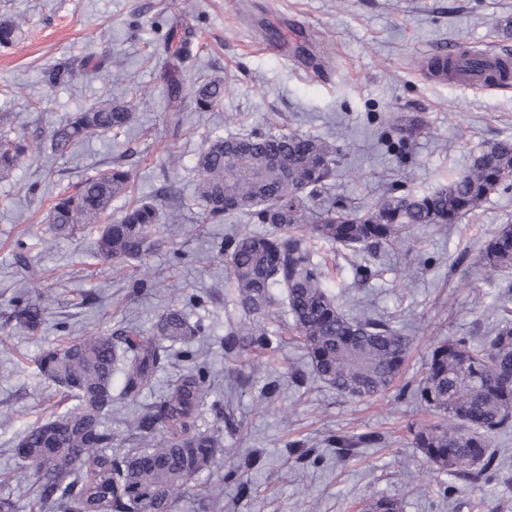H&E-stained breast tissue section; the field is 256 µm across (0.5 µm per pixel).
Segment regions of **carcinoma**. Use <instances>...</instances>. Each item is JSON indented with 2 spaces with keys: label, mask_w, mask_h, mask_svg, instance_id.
Listing matches in <instances>:
<instances>
[{
  "label": "carcinoma",
  "mask_w": 512,
  "mask_h": 512,
  "mask_svg": "<svg viewBox=\"0 0 512 512\" xmlns=\"http://www.w3.org/2000/svg\"><path fill=\"white\" fill-rule=\"evenodd\" d=\"M18 30L14 20L0 22V46L15 43ZM191 97L197 110L213 109L224 99V80L200 82ZM134 110L132 100L103 99L54 130L52 148L62 152L101 133L119 134L132 125ZM31 154L25 138H0V178L9 177ZM338 162L333 143L300 133L215 136L196 157V194L205 224L240 216L247 224H270L283 231L243 229L218 247L233 285V304L258 318L228 322L225 353L239 359L278 348L277 336L259 318L269 314L274 290L280 289L314 378L345 398L364 401L393 389L411 337L383 317L345 313L307 236L362 259L403 243L414 225L457 224L512 175V139L493 142L431 193L391 191L356 209L334 204L311 208L310 200L334 180ZM129 187L127 170L113 166L101 171L73 192L57 196L48 222L57 234L101 224L112 201L127 195ZM180 217L175 207L164 211L153 201L137 199L118 220L102 224L98 255L114 266L141 262L157 246V226L176 224ZM481 260L493 271L512 269V224L501 225L485 242ZM53 301L51 290L35 288L15 302L9 318L15 328L33 332ZM494 301L504 317L490 335L434 341L422 378L396 393L442 418L434 425L412 424L408 432L428 470L442 476L433 490L444 498L456 492L458 481L492 482L499 469L496 438L512 432V300L498 295ZM203 332L201 323H190L184 310L172 304L148 333L119 326L43 352L36 361L38 374L72 394L78 405L25 430L14 443L21 466L13 478L35 489L29 512H174L184 490L221 463L219 428L203 430L198 424L207 410L224 421V411L210 400L207 370L188 368L133 419L136 448L112 452V434L103 419L112 412L116 374L124 379L120 397L134 401L154 389L173 345ZM379 440V434L370 432L338 435L329 442L339 457L347 458L359 445ZM290 453L302 468L321 461L313 448L294 446ZM404 508L402 500L381 494L366 501L364 512Z\"/></svg>",
  "instance_id": "1"
}]
</instances>
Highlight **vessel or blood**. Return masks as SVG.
Instances as JSON below:
<instances>
[{"label": "vessel or blood", "instance_id": "1", "mask_svg": "<svg viewBox=\"0 0 512 512\" xmlns=\"http://www.w3.org/2000/svg\"><path fill=\"white\" fill-rule=\"evenodd\" d=\"M441 58L448 63L449 80L465 87L487 89L512 81V57L495 50L475 56L452 45Z\"/></svg>", "mask_w": 512, "mask_h": 512}]
</instances>
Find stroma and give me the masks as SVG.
<instances>
[{"instance_id": "35a3bbf8", "label": "stroma", "mask_w": 512, "mask_h": 512, "mask_svg": "<svg viewBox=\"0 0 512 512\" xmlns=\"http://www.w3.org/2000/svg\"><path fill=\"white\" fill-rule=\"evenodd\" d=\"M195 36L187 56L160 55L171 38L179 0H0V22L23 16L15 45L0 46V136L43 145L22 169L0 179V493L29 512L27 484L5 483L15 469L17 436L58 409H70L57 387L38 375L44 350L123 323L149 329L168 305L183 307L204 335L175 344L158 388L175 381L189 363L207 364L213 394L234 419L222 436L224 467L202 475L221 480L226 469L260 457L246 471L249 498L226 485L219 506L203 505L196 489L177 512H361L373 493L402 499L405 512H512V435L501 438L503 469L486 486L442 499L424 491L422 458L409 447L408 427L436 423L438 415L412 401L386 395L355 402L315 381L295 385L304 351L283 306L265 324L282 338L280 349L235 361L224 355V331L233 311L228 271L217 250L240 228L231 219L202 223L195 198L196 156L213 134L253 130L299 131L325 138L340 150L328 199L359 206L393 189L427 193L446 176L467 168L492 142L512 138V90H471L427 77L419 61L449 44L472 51L512 50L498 30L512 21V0H193ZM267 42L284 44L280 53ZM224 80V99L195 111L190 91L206 78ZM138 86L129 132L106 133L64 155L48 145L53 130L101 99L123 98ZM181 107L173 129L166 110ZM418 116L422 127L406 144L387 124ZM119 165L131 174L132 195L161 206L177 201L181 219L157 228L160 244L146 259L153 287L133 293L138 263L116 268L96 254L97 229L54 234L46 216L53 197L73 191L87 176ZM512 224V181L492 193L458 224L415 226L403 244L371 259L375 276L357 275L350 256L312 240L331 288L343 291L353 312L405 327L412 345L401 382L421 377L431 344L443 336H485L500 315L494 292L512 287V271L494 272L481 249L501 225ZM25 250L42 288L56 300L44 325L22 332L7 324L16 298L33 283L20 270ZM272 400L263 393L270 381ZM154 399L117 400L104 426L113 448L134 447L129 422ZM381 434L380 443L337 458L336 434ZM323 451L314 467L293 464L288 443Z\"/></svg>"}]
</instances>
